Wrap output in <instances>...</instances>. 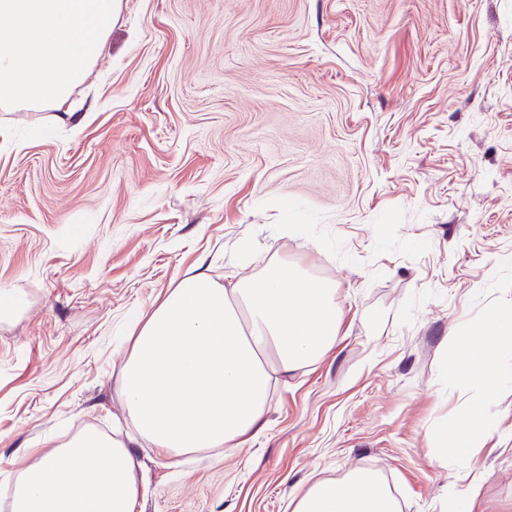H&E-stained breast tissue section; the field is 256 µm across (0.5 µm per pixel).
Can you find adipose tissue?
Returning <instances> with one entry per match:
<instances>
[{
    "label": "adipose tissue",
    "mask_w": 512,
    "mask_h": 512,
    "mask_svg": "<svg viewBox=\"0 0 512 512\" xmlns=\"http://www.w3.org/2000/svg\"><path fill=\"white\" fill-rule=\"evenodd\" d=\"M122 0H0V108L75 119L73 89L92 74ZM336 286L288 265L220 287L204 272L179 280L132 325L121 375L135 434L83 430L24 465L10 512H135V448L166 455L239 448L265 426L273 375L319 361L336 344ZM454 379L479 390L445 428L449 445L480 446L512 389V300L486 305L478 327L448 337ZM386 488L358 472L313 483L294 512H397Z\"/></svg>",
    "instance_id": "1"
}]
</instances>
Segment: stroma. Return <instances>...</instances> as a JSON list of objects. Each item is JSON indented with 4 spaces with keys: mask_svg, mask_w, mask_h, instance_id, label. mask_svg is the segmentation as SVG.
<instances>
[{
    "mask_svg": "<svg viewBox=\"0 0 512 512\" xmlns=\"http://www.w3.org/2000/svg\"><path fill=\"white\" fill-rule=\"evenodd\" d=\"M74 99L76 131L0 111V488L130 431L125 333L181 278L285 263L335 283V346L242 448L137 447L135 512H292L358 470L400 512H512V393L482 447L431 442L472 398L448 334L512 294V0H123Z\"/></svg>",
    "mask_w": 512,
    "mask_h": 512,
    "instance_id": "1",
    "label": "stroma"
}]
</instances>
